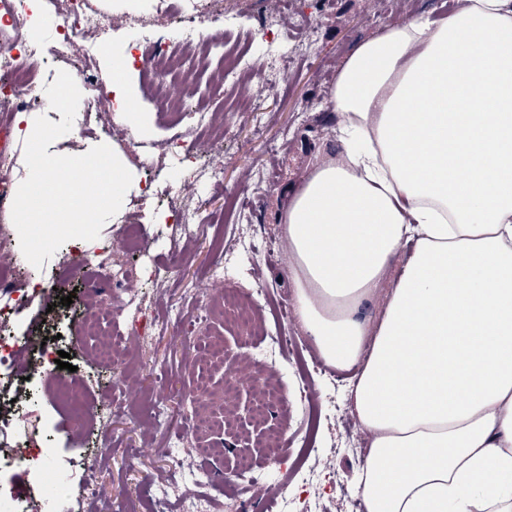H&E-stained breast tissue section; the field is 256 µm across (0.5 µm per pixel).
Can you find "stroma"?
I'll use <instances>...</instances> for the list:
<instances>
[{
  "label": "stroma",
  "instance_id": "obj_1",
  "mask_svg": "<svg viewBox=\"0 0 512 512\" xmlns=\"http://www.w3.org/2000/svg\"><path fill=\"white\" fill-rule=\"evenodd\" d=\"M89 5L117 20L108 51L100 52L95 63L102 72H111L112 52L131 49L142 33L174 41L182 37L176 19L156 12L152 0H89ZM453 6L454 0H224L223 17L205 25L204 31L220 38L224 50L241 53L256 75L246 86L227 87L223 95L211 98L213 131L203 132L190 122L180 127L185 140L206 138L220 155L223 183H181L168 150L171 132L151 99L149 81L136 68L130 69L126 81L127 100L135 105L140 123L135 139L127 137L125 113L106 104L87 134L71 132L49 146L52 154L80 155L96 145H109L133 175L120 210L97 239L83 242L84 250L91 253L110 243L125 220H145L147 247L123 257L140 274L138 300L133 307L119 309L112 321L117 341L136 345L137 372L125 381L97 360V337H84L78 346L70 342L75 321L87 313L88 280L82 271L69 270L67 247H60L39 268L23 254L15 256L26 282L52 291L50 297L35 298L15 323V331L53 337L55 350L70 354L72 377L90 398L102 403L112 396L122 403L112 411V451L96 471L99 487L109 496L108 512H180L181 498L192 487L190 476L170 464L171 455L194 451L193 442L176 432L172 421L190 414L202 374L193 356L182 349L179 335L192 337L201 348L223 341L225 364L238 365L281 330L297 342L272 359L292 419L280 462L265 460L254 446L256 439L278 429L280 421L254 420L256 382L249 379L237 391L232 425L224 435L208 434L211 452L197 460L201 469L212 473L213 484L192 488L206 500L207 512H243V498L230 492L242 487L235 469L247 459L256 482L282 488L288 495V512H364L354 484L365 465L370 437L349 407L347 381L317 373L319 351L305 336L296 308H289L287 317L279 315V304L294 298L295 288L278 217L291 188L302 184L315 166L344 152L342 118L326 101L350 54L388 28L409 24L413 13L443 19ZM65 9L64 0H45L38 20L23 29L24 38L41 47L35 61L41 72L70 70L85 42L94 37L89 30L83 41L58 44L54 30ZM275 54L284 57L283 72L267 66ZM41 115L55 123L62 119L47 106L22 117L12 111L4 114L17 160L12 186L28 175L24 145ZM189 193L205 199L207 209L197 212L194 221L200 229L184 239L175 260L169 253L170 225L174 210ZM219 249L232 259L229 287L243 298L263 290L269 302L249 329L220 314L203 318L198 311L206 287L203 274ZM68 295L72 304L62 305ZM156 394L164 396L168 417L153 424L147 403ZM12 417L16 434L53 449L44 474L69 469L71 478L63 490L75 512H90V493L76 463L95 457V425L74 422L52 384L41 381L34 383L30 402Z\"/></svg>",
  "mask_w": 512,
  "mask_h": 512
}]
</instances>
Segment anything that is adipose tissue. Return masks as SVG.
<instances>
[{"mask_svg":"<svg viewBox=\"0 0 512 512\" xmlns=\"http://www.w3.org/2000/svg\"><path fill=\"white\" fill-rule=\"evenodd\" d=\"M414 98L425 111H404ZM329 104L345 152L281 222L303 327L356 372V492L366 512H512V0L363 42Z\"/></svg>","mask_w":512,"mask_h":512,"instance_id":"ef3b65f1","label":"adipose tissue"}]
</instances>
